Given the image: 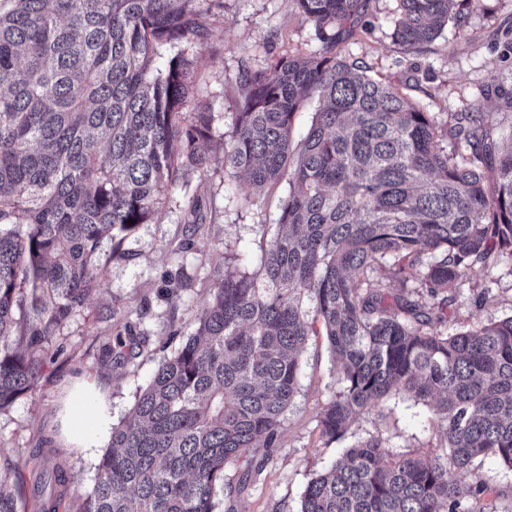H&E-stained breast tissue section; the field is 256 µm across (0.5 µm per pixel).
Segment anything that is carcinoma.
<instances>
[{"label": "carcinoma", "mask_w": 512, "mask_h": 512, "mask_svg": "<svg viewBox=\"0 0 512 512\" xmlns=\"http://www.w3.org/2000/svg\"><path fill=\"white\" fill-rule=\"evenodd\" d=\"M364 0H295L325 47L282 55L237 81L224 165L256 189L288 181L259 269H225L198 326L112 425L93 487L36 512H214L231 459L276 447L298 390L315 302L339 363L320 420L326 444L394 389L434 401L446 452L396 455L374 437L307 483L299 512H484L477 461L512 468V316L452 335L434 328L475 266L512 260V133L494 114L445 125L336 54ZM396 41H434L459 0H399ZM223 0H0V411L31 394L63 353L60 328L100 287L111 256L158 204L203 175L215 113L188 111L197 57ZM317 100L305 138L293 119ZM457 144L448 152L446 140ZM134 223H128V220ZM135 325L104 348L129 362ZM42 452L0 471V512Z\"/></svg>", "instance_id": "1"}]
</instances>
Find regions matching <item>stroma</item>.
I'll use <instances>...</instances> for the list:
<instances>
[{
  "mask_svg": "<svg viewBox=\"0 0 512 512\" xmlns=\"http://www.w3.org/2000/svg\"><path fill=\"white\" fill-rule=\"evenodd\" d=\"M398 14V0H367L354 30L337 43V52L368 75L402 88L438 121H446L452 112L479 110L512 123V111L498 95L512 88V0H460L459 18L449 20L435 41L412 50L393 38ZM322 47L314 24L301 19L293 0H224L223 13L208 19V39L199 60L198 97L218 113L216 143L228 138L233 114L240 109V73L267 69L284 54L306 56ZM190 191L202 201L200 230L191 232L184 222L182 192L163 198L153 220L128 236L123 257L107 264L103 284L62 329L65 368L48 365L31 395L0 411L1 470L11 466L16 449L30 450L42 438L54 436L59 413L80 377L100 388L108 424L125 419L159 365L194 333L226 259L238 258L243 272L259 267L277 232L287 182L254 194L219 158L208 174L192 179ZM451 292L456 301L437 326L442 333L512 316V262L500 261L489 271L475 267ZM126 316L136 323L143 344L127 365L112 369L102 365L100 346L121 330L120 320ZM299 365L298 392L282 416L276 448L262 460L244 457L225 464L216 512H298L311 477L335 460V445L326 444L320 434L323 410L340 387L325 336L310 337ZM374 436L383 437L397 453L434 457L442 452L439 423L429 402L402 391L363 414L343 444L349 447ZM106 446L103 440L87 450L56 444V453L73 475L69 498L91 489ZM479 471L495 490L483 503L486 512H512V469L488 459ZM243 478L248 481L245 490L228 494V487Z\"/></svg>",
  "mask_w": 512,
  "mask_h": 512,
  "instance_id": "35a3bbf8",
  "label": "stroma"
}]
</instances>
